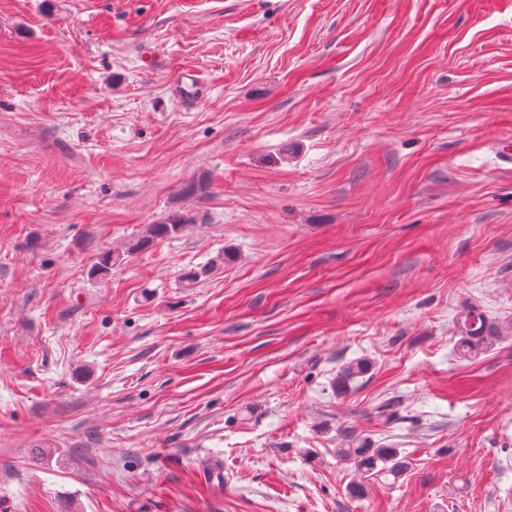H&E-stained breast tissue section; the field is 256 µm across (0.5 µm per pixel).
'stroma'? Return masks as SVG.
Here are the masks:
<instances>
[{"label": "stroma", "mask_w": 512, "mask_h": 512, "mask_svg": "<svg viewBox=\"0 0 512 512\" xmlns=\"http://www.w3.org/2000/svg\"><path fill=\"white\" fill-rule=\"evenodd\" d=\"M503 139L512 0H0V512H512ZM188 221L183 214L173 211L163 221L148 225L141 235L129 240L121 251L103 253L93 273L97 276L107 275L113 267L124 263L125 257L146 250L157 240L177 236ZM512 334V322L502 323L488 318L477 306L464 309L456 323L454 353L457 358H469L493 350L503 338ZM368 370L367 363L358 360L346 364L336 376V390L340 394L346 393L351 384ZM344 437L347 448H338V453L341 457L352 461L358 469L373 471L381 464L379 471L386 475L395 477L402 472L403 461L398 458L399 451L397 449L375 446L367 438L360 437L350 430L345 433Z\"/></svg>", "instance_id": "obj_1"}]
</instances>
